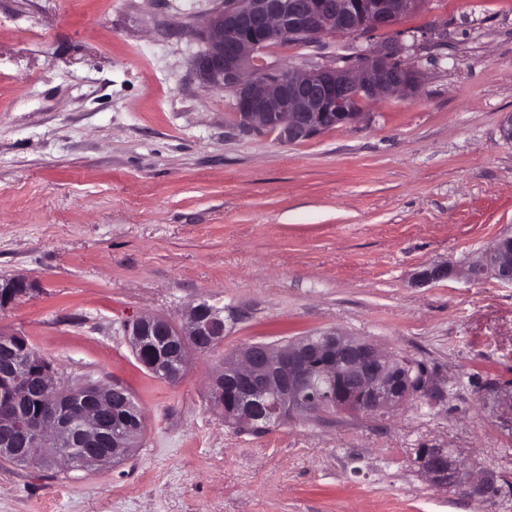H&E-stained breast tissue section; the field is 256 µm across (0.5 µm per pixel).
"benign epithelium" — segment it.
<instances>
[{
	"label": "benign epithelium",
	"mask_w": 512,
	"mask_h": 512,
	"mask_svg": "<svg viewBox=\"0 0 512 512\" xmlns=\"http://www.w3.org/2000/svg\"><path fill=\"white\" fill-rule=\"evenodd\" d=\"M419 0H229L208 19L205 49L195 68L206 88L231 93L236 125L244 133L272 132L283 143L307 141L326 130L357 122L362 113L351 107L356 96L372 100L386 94H409L417 73L401 65L403 47L391 42L356 54L353 66H320L282 74L260 64V47L277 38L313 46L330 34L362 36L390 29ZM458 274L451 265L429 266L418 272L421 285ZM473 283L512 286V236H500L463 271ZM32 291L21 277L0 278V308ZM134 353L150 348L144 367L155 376L181 380L186 374L188 342L198 349L224 341L221 311L206 303L190 308L177 324L163 315H145L125 324ZM322 368L328 389L319 401L309 389L316 368ZM12 385L0 390V459L38 461L48 448L70 468H92L117 462L136 447L137 427H105L100 414L112 401L115 387L72 384L58 372L34 370L30 360H17L8 373ZM214 380L224 383V420L239 430L254 431L279 419H304L325 407L363 414L389 413L411 399L427 395L432 384L415 388L407 369L367 339L327 330L316 340L301 339L283 346L254 343L224 358ZM69 389V409L62 416L37 417L27 410L32 393L47 396ZM500 418L512 429V388L491 390ZM414 464L432 485L448 488L472 501L490 494L492 477H478L474 467L452 448H418Z\"/></svg>",
	"instance_id": "7a95c632"
}]
</instances>
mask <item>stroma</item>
<instances>
[{"instance_id":"35a3bbf8","label":"stroma","mask_w":512,"mask_h":512,"mask_svg":"<svg viewBox=\"0 0 512 512\" xmlns=\"http://www.w3.org/2000/svg\"><path fill=\"white\" fill-rule=\"evenodd\" d=\"M222 0H0V309L73 382L122 381L143 445L74 479L0 460V512H512V430L486 380L512 383V287L464 268L512 234V0H421L391 31L278 43L306 71L400 40L408 96L295 144L234 127L194 66ZM223 308L224 343L171 385L123 332ZM338 329L426 363L442 396L388 416L332 412L262 435L207 399L227 353ZM457 449L494 477L474 502L413 466ZM31 287L25 278H0V308H7L20 297L28 295L32 291Z\"/></svg>"}]
</instances>
